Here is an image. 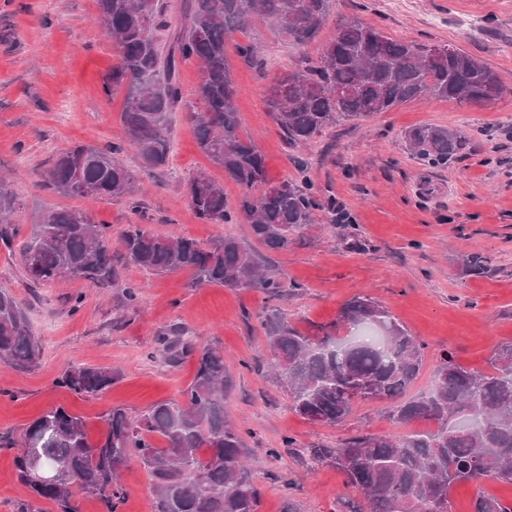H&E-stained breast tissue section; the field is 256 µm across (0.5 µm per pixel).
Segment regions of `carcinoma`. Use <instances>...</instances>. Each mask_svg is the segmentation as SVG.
Returning a JSON list of instances; mask_svg holds the SVG:
<instances>
[{"label":"carcinoma","mask_w":512,"mask_h":512,"mask_svg":"<svg viewBox=\"0 0 512 512\" xmlns=\"http://www.w3.org/2000/svg\"><path fill=\"white\" fill-rule=\"evenodd\" d=\"M97 25L118 49V63L104 83L105 93L123 92L124 140L96 148L75 144L53 159L44 185L84 200L130 195L134 176L118 159L129 148L142 166H166L172 152L169 115L184 94L180 66L194 59L198 81L193 91L200 110L189 113L200 151L245 189L239 214L251 235L272 250L288 247L290 236L310 223L319 206L312 187L290 181L269 184L264 156L241 134L234 98L236 89L225 64L226 38L254 19L270 21L286 40L302 46L314 40L330 13L331 0H183L178 25H172L168 0H96ZM174 28L169 48L158 32ZM238 54L264 66L258 46L237 45ZM505 85L491 67L462 50L430 52V46L395 40L357 21L340 23L325 44L318 67L293 69L277 76L268 106L292 145L305 144L336 122V115L367 118L416 97L490 102ZM409 149L421 160L441 164L464 144L446 128L423 126L407 132ZM83 161L80 172L73 162ZM264 185L259 196L251 191ZM183 187L198 219L207 224L233 220L224 203V187L206 173L188 176ZM15 204L9 185L0 180V239ZM106 227L69 209L49 212L21 242L22 273L35 284L85 281L96 288L119 285ZM127 259L161 275L191 270L199 285L258 289L271 297L281 283L235 237L208 243L168 235L159 237L139 224L121 233ZM270 348V366L288 392L293 410L321 425L341 424L350 412L342 390L360 382L373 385L379 400L395 399L417 377L424 344L384 307L365 297L345 302L333 332L307 336L288 325L274 308L257 316ZM377 327L380 344L339 336L363 325ZM170 363L196 357L191 384L180 399L153 405L141 415L115 408L106 417L104 437L89 440L83 420L61 406L37 417L22 435L14 458L17 477L35 496L54 501L60 512H76L74 492L99 498L106 512H117L126 489L117 466L132 461L152 478L154 512H258L260 492L243 463L249 448L230 419L226 400L234 387L224 354L182 336L161 339ZM38 346L13 296L0 290V362L30 369ZM487 372L470 371L449 354L435 370L429 393L393 407L398 424L424 421L436 429L398 438L357 437L340 448H315L321 463L339 469L346 483L360 490L365 508L354 512H436L450 505L454 484L492 476L512 484V345L494 354ZM118 378L110 367L75 366L59 379L61 387L95 395ZM41 469L58 472L66 482L41 480ZM473 512H512V504L478 492Z\"/></svg>","instance_id":"1"}]
</instances>
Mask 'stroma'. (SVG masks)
<instances>
[{
  "label": "stroma",
  "instance_id": "obj_1",
  "mask_svg": "<svg viewBox=\"0 0 512 512\" xmlns=\"http://www.w3.org/2000/svg\"><path fill=\"white\" fill-rule=\"evenodd\" d=\"M95 13V0H0V176L13 173L10 189L18 199L10 214L15 238L0 242V289L16 298L40 347L29 371L0 363V512H58L53 501L32 496L13 466L15 443L46 409L61 406L82 418L95 441L112 408L140 415L154 403L179 399L196 362L162 357L157 338L172 329L224 354L235 379L228 405L246 432L244 464L260 491L259 512H286L291 504L299 512H336L342 501L361 505L360 492L345 486L336 468L313 464L311 449L338 448L366 434L403 436L425 430V423H393L388 402L380 400L353 401L336 427L301 418L269 374L257 315L270 304L297 330L320 336L345 301L371 298L426 345L414 395L429 390L443 354L480 372L496 348L512 345V0H404L398 9L387 0H332L319 37L307 45H293L261 24L227 39L242 133L264 155L270 182H308L319 203L284 250L254 241L245 219L206 224L196 218L183 188L189 174L201 170L223 185L232 212L244 189L201 153L183 107L170 115L167 167L145 169L135 153L122 154L135 178L133 195L87 201L44 186L59 151L75 143L101 148L122 137L123 98L103 88L117 48L94 23ZM347 18L397 40L464 50L498 73L505 91L481 106L423 97L367 119L340 116L321 136L294 147L266 108L268 89L278 74L318 65L326 41ZM247 38L260 45L264 67L237 53ZM421 126L457 132L465 144L447 163L418 160L405 135ZM331 203L345 213L342 224L331 225ZM55 208L109 226L112 260L122 283L137 288V304H127L120 288L25 280L18 243ZM130 224L201 242L236 237L283 286L270 301L256 289L196 284L188 270L146 272L124 258L119 235ZM79 365L109 367L119 376L101 394L77 395L58 379ZM121 482L127 496L119 512H153L143 466L130 463ZM479 491L512 501V484L487 477L455 484L451 512H472Z\"/></svg>",
  "mask_w": 512,
  "mask_h": 512
}]
</instances>
